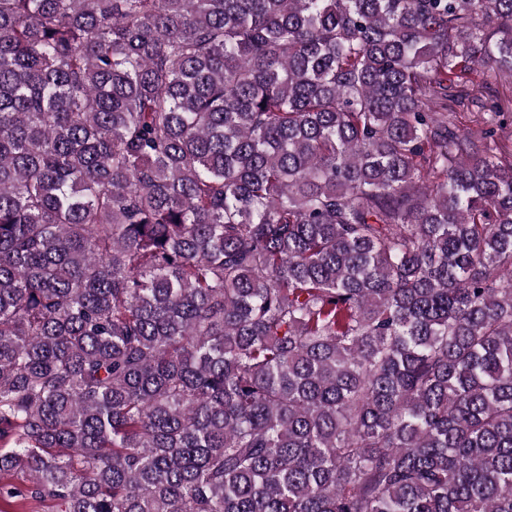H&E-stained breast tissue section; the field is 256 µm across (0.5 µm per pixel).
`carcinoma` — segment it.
<instances>
[{"label": "carcinoma", "instance_id": "obj_1", "mask_svg": "<svg viewBox=\"0 0 512 512\" xmlns=\"http://www.w3.org/2000/svg\"><path fill=\"white\" fill-rule=\"evenodd\" d=\"M512 0H0V512H512Z\"/></svg>", "mask_w": 512, "mask_h": 512}]
</instances>
